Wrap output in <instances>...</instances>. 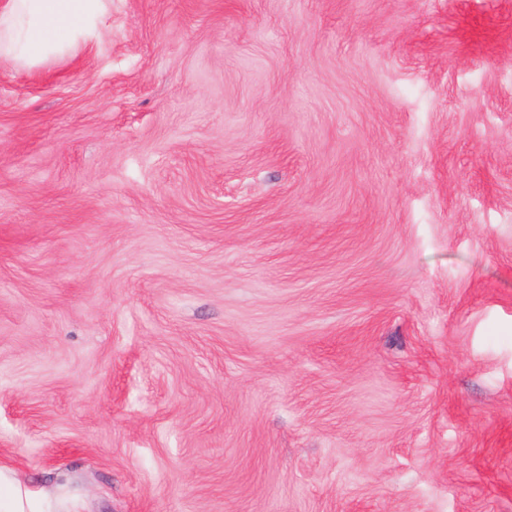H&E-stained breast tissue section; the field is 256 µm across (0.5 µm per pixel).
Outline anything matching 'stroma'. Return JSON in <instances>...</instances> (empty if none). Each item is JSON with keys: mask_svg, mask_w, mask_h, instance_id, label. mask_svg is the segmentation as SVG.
I'll list each match as a JSON object with an SVG mask.
<instances>
[{"mask_svg": "<svg viewBox=\"0 0 512 512\" xmlns=\"http://www.w3.org/2000/svg\"><path fill=\"white\" fill-rule=\"evenodd\" d=\"M0 464L83 512H512V0H111L1 60Z\"/></svg>", "mask_w": 512, "mask_h": 512, "instance_id": "35a3bbf8", "label": "stroma"}]
</instances>
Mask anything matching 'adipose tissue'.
Returning a JSON list of instances; mask_svg holds the SVG:
<instances>
[{
    "instance_id": "adipose-tissue-1",
    "label": "adipose tissue",
    "mask_w": 512,
    "mask_h": 512,
    "mask_svg": "<svg viewBox=\"0 0 512 512\" xmlns=\"http://www.w3.org/2000/svg\"><path fill=\"white\" fill-rule=\"evenodd\" d=\"M105 0H0V58L31 66L82 43ZM0 512H62L51 491L24 484L0 466Z\"/></svg>"
}]
</instances>
